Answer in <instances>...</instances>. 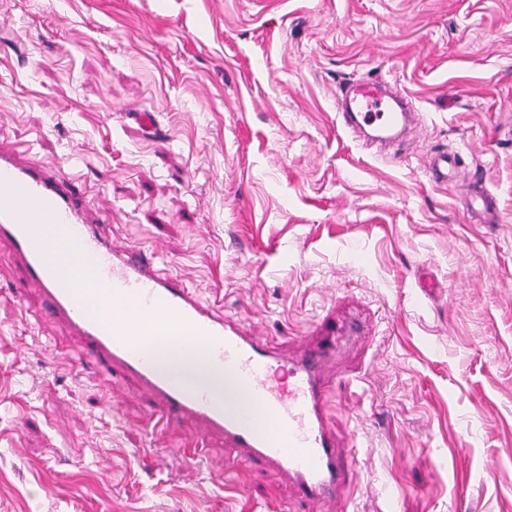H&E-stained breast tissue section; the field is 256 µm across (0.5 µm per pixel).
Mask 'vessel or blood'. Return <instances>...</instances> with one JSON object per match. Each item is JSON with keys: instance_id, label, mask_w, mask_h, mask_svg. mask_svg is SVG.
<instances>
[{"instance_id": "vessel-or-blood-1", "label": "vessel or blood", "mask_w": 512, "mask_h": 512, "mask_svg": "<svg viewBox=\"0 0 512 512\" xmlns=\"http://www.w3.org/2000/svg\"><path fill=\"white\" fill-rule=\"evenodd\" d=\"M377 89L374 83L361 84L356 111L342 115L345 124L388 130L411 116V97L401 90L391 95L396 109L372 112ZM456 170L457 158L448 153L427 163L429 176L439 183ZM474 199L478 206L472 219L497 223L492 195L483 190ZM41 224L62 226L63 238L39 233ZM0 239L21 257L24 285L44 298L33 316L37 329L55 319L65 322L86 357L136 379L162 405L164 418L194 420L199 444L221 436L241 462L286 476L305 512H345L342 489L356 468L338 451L328 428L325 375L353 341V324H315L312 333L298 337L297 353L278 351L255 327L225 318L180 278L160 269L155 253L137 246L116 248L77 180L1 151ZM83 265L95 269L103 288L129 298L137 317L155 321V331L135 336L125 315L114 316L108 325L90 316L74 286ZM182 335L202 344L209 360L231 377L238 405L218 408L207 387L186 388L157 371L155 342Z\"/></svg>"}]
</instances>
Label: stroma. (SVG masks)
<instances>
[{
  "label": "stroma",
  "mask_w": 512,
  "mask_h": 512,
  "mask_svg": "<svg viewBox=\"0 0 512 512\" xmlns=\"http://www.w3.org/2000/svg\"><path fill=\"white\" fill-rule=\"evenodd\" d=\"M0 148L85 181L116 247L157 249L225 317L275 346L356 317L370 349L332 373L354 433L349 512H512V0H0ZM379 79L415 120L382 143L344 127ZM152 113V133L135 113ZM461 152L456 181L426 173ZM496 197L473 223L468 186ZM0 240V512H299L286 479L200 460L187 419L105 364L68 368L22 309Z\"/></svg>",
  "instance_id": "obj_1"
}]
</instances>
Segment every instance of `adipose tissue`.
<instances>
[{
    "instance_id": "adipose-tissue-1",
    "label": "adipose tissue",
    "mask_w": 512,
    "mask_h": 512,
    "mask_svg": "<svg viewBox=\"0 0 512 512\" xmlns=\"http://www.w3.org/2000/svg\"><path fill=\"white\" fill-rule=\"evenodd\" d=\"M77 286L88 310L103 323H111L114 313L129 311L131 307L127 297L108 294L101 288L91 270L81 273ZM157 365L162 372L183 382L206 381L217 396L230 392V381L222 371L209 367L201 347L186 348L181 340L163 343L158 348Z\"/></svg>"
}]
</instances>
